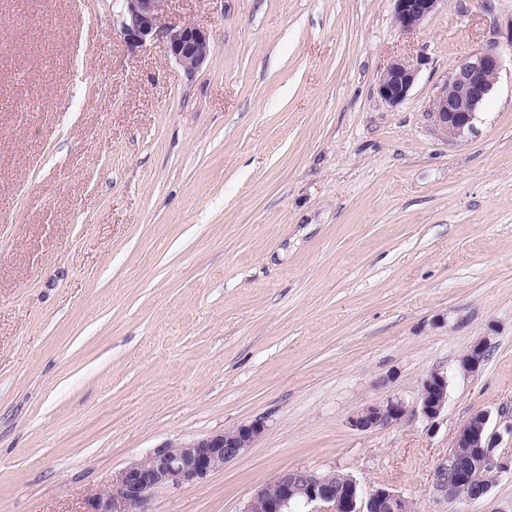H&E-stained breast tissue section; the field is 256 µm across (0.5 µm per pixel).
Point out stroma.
<instances>
[{
	"label": "stroma",
	"instance_id": "stroma-1",
	"mask_svg": "<svg viewBox=\"0 0 512 512\" xmlns=\"http://www.w3.org/2000/svg\"><path fill=\"white\" fill-rule=\"evenodd\" d=\"M116 13L0 0V512H86L130 464L255 420L145 512H244L297 467L412 512H512V469L477 502L431 495L474 413L512 459V0H441L409 32L393 0H173L162 27L211 36L191 75ZM491 47L499 78L446 141L432 101ZM400 57L418 73L393 107ZM388 398L401 421L351 429ZM418 68L408 59H395L381 74L378 93L389 105L396 106L404 102L414 85ZM488 347L485 342H479L464 354L458 363V369L465 375L477 372L484 364ZM448 376L442 372L430 373L421 384L418 411L429 429L438 426L437 420L447 407Z\"/></svg>",
	"mask_w": 512,
	"mask_h": 512
}]
</instances>
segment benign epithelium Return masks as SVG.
I'll list each match as a JSON object with an SVG mask.
<instances>
[{
  "label": "benign epithelium",
  "instance_id": "benign-epithelium-1",
  "mask_svg": "<svg viewBox=\"0 0 512 512\" xmlns=\"http://www.w3.org/2000/svg\"><path fill=\"white\" fill-rule=\"evenodd\" d=\"M171 0H120L117 24L126 44L143 48L158 33L161 18ZM395 24L408 32L417 29L434 13L442 0H393ZM167 50L189 74L199 70L212 52L204 30L187 23L167 31ZM501 69L500 53L487 49L459 64L437 92L430 112L434 125L446 140L453 142L471 130L477 110L493 90ZM418 68L408 59L394 60L381 74L378 93L389 105L404 102L414 85ZM488 347L479 342L464 354L458 369L465 375L477 372L484 364ZM448 375L434 371L421 384L418 411L429 428L447 407ZM406 413L402 401L389 398L357 410L348 418L357 431H369L392 425ZM490 415L477 412L466 420L454 438L452 451L437 466L432 481L434 498L453 499L451 491L459 487L462 499L476 502L493 487L489 473L509 469V462L497 453L498 444L488 433ZM264 425L259 421L188 443L169 444L143 461L122 470L112 486L88 503L87 512H139V508L157 490L198 484L211 473L235 460L260 438ZM342 488L336 491V474L309 468L280 472L272 483L258 489L245 512H289L294 503L312 507L311 512H407L406 499L389 488L363 491L348 474L341 475Z\"/></svg>",
  "mask_w": 512,
  "mask_h": 512
}]
</instances>
